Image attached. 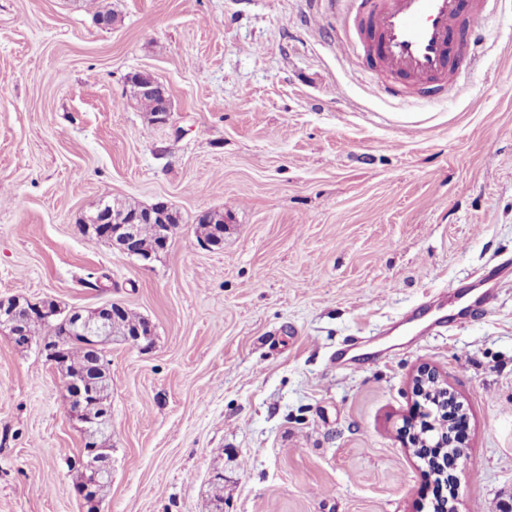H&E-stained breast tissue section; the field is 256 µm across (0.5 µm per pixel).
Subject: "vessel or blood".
Here are the masks:
<instances>
[{
    "mask_svg": "<svg viewBox=\"0 0 512 512\" xmlns=\"http://www.w3.org/2000/svg\"><path fill=\"white\" fill-rule=\"evenodd\" d=\"M329 2L364 37L368 56L381 69L383 79L376 84L377 93L416 98L459 87L456 62L461 59L471 65L479 58L491 0ZM495 290V284L483 282L465 293L436 295L426 311L408 309L398 324L426 335L445 319H468Z\"/></svg>",
    "mask_w": 512,
    "mask_h": 512,
    "instance_id": "vessel-or-blood-1",
    "label": "vessel or blood"
}]
</instances>
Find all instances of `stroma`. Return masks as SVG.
Instances as JSON below:
<instances>
[{
    "label": "stroma",
    "instance_id": "35a3bbf8",
    "mask_svg": "<svg viewBox=\"0 0 512 512\" xmlns=\"http://www.w3.org/2000/svg\"><path fill=\"white\" fill-rule=\"evenodd\" d=\"M0 0V300L108 301L154 327L105 349L101 512H432L403 432L434 367L470 422L457 512L512 502V0L464 88L380 98L327 0ZM172 101L150 124L126 77ZM180 216L150 263L85 233L105 202ZM232 211L222 247L197 218ZM500 282L428 335L436 293ZM371 341L381 357L336 367ZM82 425L38 345L0 329V512H87ZM498 288L500 284L496 282H483L474 288L470 287L467 293H441L428 303L425 312H420L417 308L408 309L388 331L396 332L401 327H408L416 332V336H424L435 326L443 323L446 317L456 322L466 320L481 308Z\"/></svg>",
    "mask_w": 512,
    "mask_h": 512
}]
</instances>
